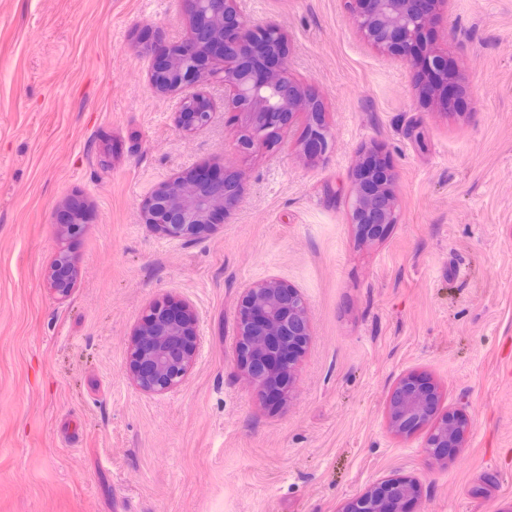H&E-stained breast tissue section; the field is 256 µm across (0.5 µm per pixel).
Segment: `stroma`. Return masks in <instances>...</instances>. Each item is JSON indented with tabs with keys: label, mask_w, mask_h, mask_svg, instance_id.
I'll list each match as a JSON object with an SVG mask.
<instances>
[{
	"label": "stroma",
	"mask_w": 512,
	"mask_h": 512,
	"mask_svg": "<svg viewBox=\"0 0 512 512\" xmlns=\"http://www.w3.org/2000/svg\"><path fill=\"white\" fill-rule=\"evenodd\" d=\"M287 38L288 71L324 104L330 151L310 161L294 115L249 155L224 85L195 132L149 84L147 44L183 40L185 0H0V512H340L386 477L413 512L512 507V0H446L433 42L467 87L426 105L414 73L358 38L345 0H244ZM377 146L398 221L359 243L352 171ZM217 167L241 177L221 222L189 238L144 224L159 183ZM73 286L48 275L62 209ZM278 278L308 302L312 337L276 406L237 365L244 288ZM186 302L198 349L186 381L140 391L132 334L158 300ZM462 411L464 448L388 428L403 375Z\"/></svg>",
	"instance_id": "obj_1"
}]
</instances>
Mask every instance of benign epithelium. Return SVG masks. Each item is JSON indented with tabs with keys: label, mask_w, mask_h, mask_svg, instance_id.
<instances>
[{
	"label": "benign epithelium",
	"mask_w": 512,
	"mask_h": 512,
	"mask_svg": "<svg viewBox=\"0 0 512 512\" xmlns=\"http://www.w3.org/2000/svg\"><path fill=\"white\" fill-rule=\"evenodd\" d=\"M189 33L184 41L146 47L152 57L149 82L164 94H179L209 79H219L229 89L225 106L246 116L238 148L251 154L271 145L278 131L298 112L308 114L301 150L310 159L325 156L331 147L324 105L311 87L288 73L287 40L273 22H254L241 0H185ZM446 0H347L362 39L387 58L417 69L413 94L436 107L448 105L447 88L466 91L448 71V54L428 40L434 16ZM212 104L200 92L181 100L177 126L192 132L211 119ZM239 175H214L195 169L157 185L141 203L144 223L164 235L186 238L213 216L238 201ZM395 174L378 150L358 155L353 168L349 223L363 242L383 238L396 223ZM71 222L63 225L75 234L85 205L78 199L66 203ZM50 287L65 295L73 284L69 255L62 249L49 276ZM311 338V321L302 293L278 278L245 288L239 301L235 340L238 366L247 380L263 394L277 386L289 388L293 368ZM198 345L195 316L184 302L155 303L148 307L134 332L128 366L133 383L145 393H165L187 377ZM438 392L422 376L409 373L393 386L387 403L392 433L407 436L433 424L425 452L434 459L448 457L447 448L464 447L467 422L450 412L434 420ZM415 486L404 478H386L348 499L341 512H399L402 501L412 497Z\"/></svg>",
	"instance_id": "obj_1"
}]
</instances>
